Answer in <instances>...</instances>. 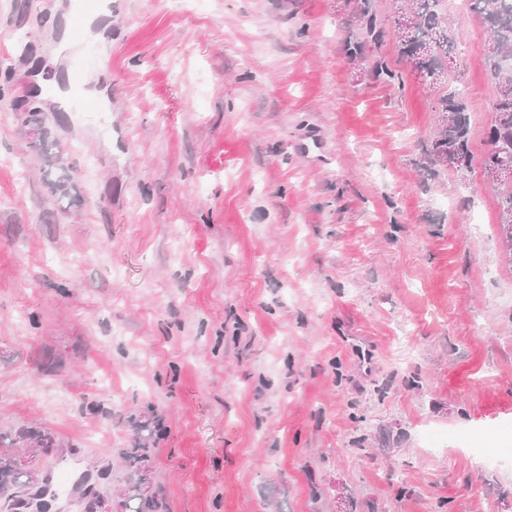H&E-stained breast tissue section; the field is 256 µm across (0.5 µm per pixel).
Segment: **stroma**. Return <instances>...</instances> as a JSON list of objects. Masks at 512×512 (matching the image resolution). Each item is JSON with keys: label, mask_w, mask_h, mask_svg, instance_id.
Instances as JSON below:
<instances>
[{"label": "stroma", "mask_w": 512, "mask_h": 512, "mask_svg": "<svg viewBox=\"0 0 512 512\" xmlns=\"http://www.w3.org/2000/svg\"><path fill=\"white\" fill-rule=\"evenodd\" d=\"M458 2L441 83L393 37L371 47L397 92L345 54L353 0H101L112 23L81 44L75 0H0V432L55 435L35 462L71 476L51 512L116 502L147 420L167 512H512V468L458 440L495 454L512 421V265L482 168L496 87ZM83 47L101 65L74 112ZM444 89L469 104L463 175L425 153ZM311 136L324 162L297 152ZM373 79L391 87L402 88V77L396 70H393L384 58H378L372 66Z\"/></svg>", "instance_id": "35a3bbf8"}]
</instances>
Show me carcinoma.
Here are the masks:
<instances>
[{"label": "carcinoma", "instance_id": "obj_1", "mask_svg": "<svg viewBox=\"0 0 512 512\" xmlns=\"http://www.w3.org/2000/svg\"><path fill=\"white\" fill-rule=\"evenodd\" d=\"M440 0H407L403 5L407 23L393 32L399 55L421 77L437 82L447 71L448 51L453 38L448 23L439 13ZM468 9L488 24L491 39L484 66L496 84V95L491 104L494 121L487 132L484 171L497 165L512 166V68L503 61L512 58V0H468ZM358 20L361 28L373 42L380 41L385 31L378 22L372 0H359ZM373 79L391 87L402 88V77L388 62L377 59L372 66ZM434 111L439 113V127L427 154L433 165L458 173L471 169L470 128L466 98L458 91L439 96ZM499 187V241L502 258L512 264V182H493ZM56 447L51 432L40 427H22L13 434L0 433V498L10 512L27 506L13 495L17 488L36 483L37 474L18 465L20 448L48 451ZM131 473L118 503L120 512H164L159 491H142L145 469L150 462L147 437H140L135 448L125 452Z\"/></svg>", "mask_w": 512, "mask_h": 512}]
</instances>
